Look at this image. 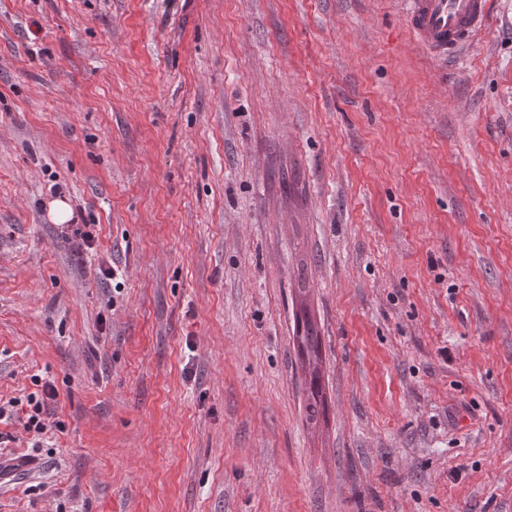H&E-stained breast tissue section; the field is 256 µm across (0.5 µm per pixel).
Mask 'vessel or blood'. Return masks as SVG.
Wrapping results in <instances>:
<instances>
[{"instance_id":"obj_1","label":"vessel or blood","mask_w":512,"mask_h":512,"mask_svg":"<svg viewBox=\"0 0 512 512\" xmlns=\"http://www.w3.org/2000/svg\"><path fill=\"white\" fill-rule=\"evenodd\" d=\"M491 0H414L407 16L416 46L442 59H453L484 32Z\"/></svg>"}]
</instances>
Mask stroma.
Here are the masks:
<instances>
[{
  "label": "stroma",
  "instance_id": "obj_1",
  "mask_svg": "<svg viewBox=\"0 0 512 512\" xmlns=\"http://www.w3.org/2000/svg\"><path fill=\"white\" fill-rule=\"evenodd\" d=\"M411 4L0 0V399L65 426L0 512H512V0L450 63ZM299 349L309 356L318 355L320 348V336L315 323L305 314L302 323L298 324L295 336ZM321 388L322 385L319 377L314 376L310 381L305 405L306 418L309 422L318 420L324 414Z\"/></svg>",
  "mask_w": 512,
  "mask_h": 512
}]
</instances>
